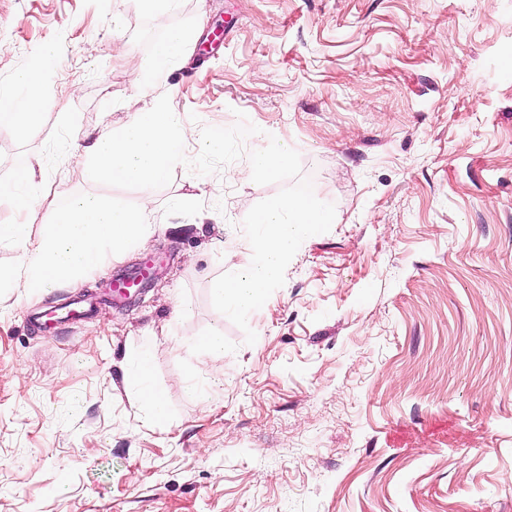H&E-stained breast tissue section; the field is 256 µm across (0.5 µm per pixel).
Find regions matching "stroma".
<instances>
[{"label": "stroma", "instance_id": "1", "mask_svg": "<svg viewBox=\"0 0 512 512\" xmlns=\"http://www.w3.org/2000/svg\"><path fill=\"white\" fill-rule=\"evenodd\" d=\"M189 23V56L141 91L138 61ZM58 32L47 120L24 149L0 131V174L21 157L54 201L149 197V227L78 286L0 297V512H512V0H0V75ZM164 94L196 132L244 112L335 206L255 344L224 321L216 361L189 343L279 184L243 157L146 193L69 159ZM147 261L158 285L113 302ZM83 298L91 317L34 325ZM147 342L161 423L125 379ZM216 367L221 388L185 394Z\"/></svg>", "mask_w": 512, "mask_h": 512}]
</instances>
